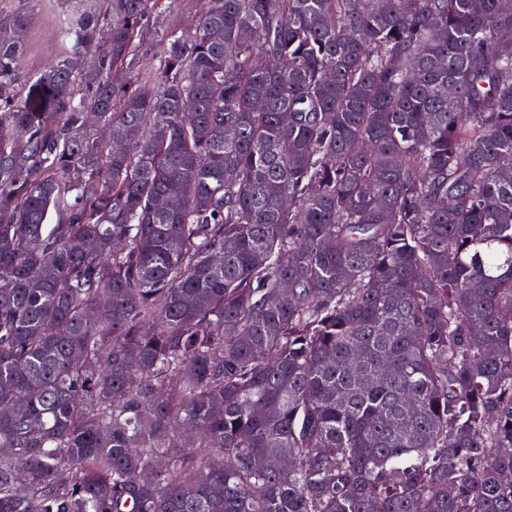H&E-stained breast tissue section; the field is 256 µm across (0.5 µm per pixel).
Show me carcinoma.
<instances>
[{
  "instance_id": "carcinoma-1",
  "label": "carcinoma",
  "mask_w": 512,
  "mask_h": 512,
  "mask_svg": "<svg viewBox=\"0 0 512 512\" xmlns=\"http://www.w3.org/2000/svg\"><path fill=\"white\" fill-rule=\"evenodd\" d=\"M105 2L0 10V512H512V9ZM62 0H26L24 8L29 15V49L25 57L24 74L36 79L41 71L64 54L52 26L51 18L66 9L71 2ZM71 5V6H70ZM163 7L166 8V14L169 23L176 25L173 28H186L191 20V16L198 9L197 0H162Z\"/></svg>"
}]
</instances>
